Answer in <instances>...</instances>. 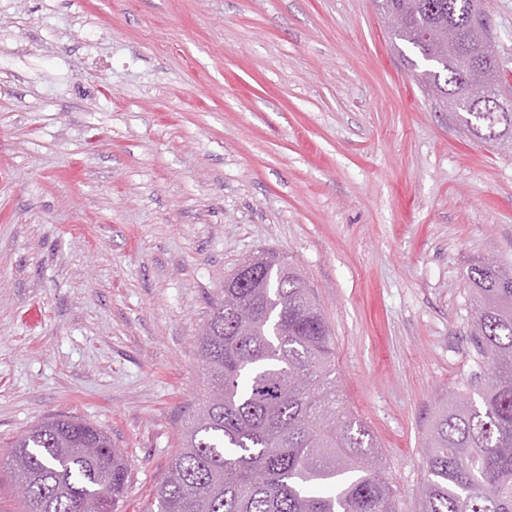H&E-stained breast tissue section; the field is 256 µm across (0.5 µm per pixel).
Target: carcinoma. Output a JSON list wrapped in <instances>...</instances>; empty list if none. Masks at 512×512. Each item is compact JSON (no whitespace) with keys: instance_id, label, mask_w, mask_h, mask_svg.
<instances>
[{"instance_id":"1","label":"carcinoma","mask_w":512,"mask_h":512,"mask_svg":"<svg viewBox=\"0 0 512 512\" xmlns=\"http://www.w3.org/2000/svg\"><path fill=\"white\" fill-rule=\"evenodd\" d=\"M421 84L477 139L512 148L506 65L483 55L478 0H378ZM471 336L487 373L449 397L426 439L421 512H512V272L470 264ZM198 342L208 391L143 512H398L369 429L336 397L335 344L292 265L240 288L228 277ZM21 512H116L128 466L98 427L58 415L12 445Z\"/></svg>"}]
</instances>
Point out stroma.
I'll use <instances>...</instances> for the list:
<instances>
[{
  "instance_id": "1",
  "label": "stroma",
  "mask_w": 512,
  "mask_h": 512,
  "mask_svg": "<svg viewBox=\"0 0 512 512\" xmlns=\"http://www.w3.org/2000/svg\"><path fill=\"white\" fill-rule=\"evenodd\" d=\"M512 67V0H482ZM376 0H0V512L71 415L141 512L205 396L198 337L258 251L313 289L338 391L419 512L441 403L486 366L465 282L512 271V152L418 82Z\"/></svg>"
}]
</instances>
